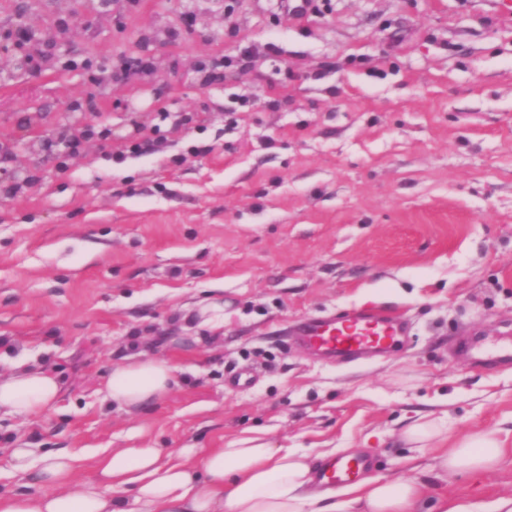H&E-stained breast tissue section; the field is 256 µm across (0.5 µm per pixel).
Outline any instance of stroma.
<instances>
[{
	"mask_svg": "<svg viewBox=\"0 0 512 512\" xmlns=\"http://www.w3.org/2000/svg\"><path fill=\"white\" fill-rule=\"evenodd\" d=\"M0 0V373L57 370L54 410L0 416V493L30 494L10 446L78 457L72 489L120 448L204 455L255 439L369 456L370 473L512 499V366L456 353L512 336V0ZM81 13L69 50L13 29ZM163 44L133 50L135 38ZM51 56L40 76L17 58ZM149 73L127 67L131 53ZM121 78L111 105L57 155L96 55ZM149 150L131 152L135 142ZM224 299L219 331L199 304ZM373 306L411 324L409 349L336 366L293 344L306 316ZM178 367L129 412L105 391L137 356ZM440 420L503 453L448 476L403 441ZM441 446V447H442Z\"/></svg>",
	"mask_w": 512,
	"mask_h": 512,
	"instance_id": "stroma-1",
	"label": "stroma"
}]
</instances>
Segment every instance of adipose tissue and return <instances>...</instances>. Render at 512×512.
Listing matches in <instances>:
<instances>
[{
	"mask_svg": "<svg viewBox=\"0 0 512 512\" xmlns=\"http://www.w3.org/2000/svg\"><path fill=\"white\" fill-rule=\"evenodd\" d=\"M177 369L166 361L132 359L113 365L105 390L118 407L139 409L164 397ZM61 391L53 372L16 365L0 377V413L39 414ZM501 454L487 434L477 433L439 454L451 473L491 468ZM14 470L31 475L36 495L0 494V512H414L423 491L414 480L368 477L336 492L313 491L310 454L256 444L213 448L201 462L163 460L156 448H125L99 458V479L80 491L68 487L77 458L66 451L37 454L13 448Z\"/></svg>",
	"mask_w": 512,
	"mask_h": 512,
	"instance_id": "1",
	"label": "adipose tissue"
}]
</instances>
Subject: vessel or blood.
I'll use <instances>...</instances> for the list:
<instances>
[{
  "label": "vessel or blood",
  "instance_id": "vessel-or-blood-1",
  "mask_svg": "<svg viewBox=\"0 0 512 512\" xmlns=\"http://www.w3.org/2000/svg\"><path fill=\"white\" fill-rule=\"evenodd\" d=\"M410 331L405 319L388 310L371 307L306 317L291 325L288 335L313 356L344 364L406 350ZM460 354L485 368L512 366V343L492 347L483 338L473 337L462 344ZM368 466L365 459L332 458L316 468L313 478L320 486L348 483L357 479Z\"/></svg>",
  "mask_w": 512,
  "mask_h": 512
}]
</instances>
